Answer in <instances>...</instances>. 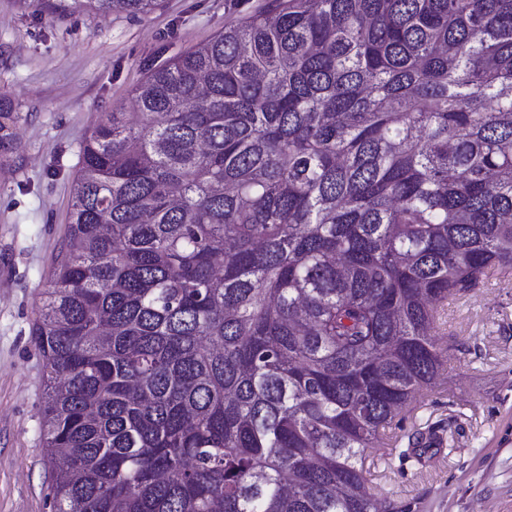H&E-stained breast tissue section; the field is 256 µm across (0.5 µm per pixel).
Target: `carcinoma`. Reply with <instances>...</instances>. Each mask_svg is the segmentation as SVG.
<instances>
[{"label": "carcinoma", "instance_id": "obj_1", "mask_svg": "<svg viewBox=\"0 0 512 512\" xmlns=\"http://www.w3.org/2000/svg\"><path fill=\"white\" fill-rule=\"evenodd\" d=\"M131 101L33 328L54 512H398L366 450L443 374L438 310L512 274V0H270Z\"/></svg>", "mask_w": 512, "mask_h": 512}]
</instances>
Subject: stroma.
I'll return each mask as SVG.
<instances>
[{"mask_svg":"<svg viewBox=\"0 0 512 512\" xmlns=\"http://www.w3.org/2000/svg\"><path fill=\"white\" fill-rule=\"evenodd\" d=\"M268 0H161L144 17L53 19L0 0V95L19 118L0 159V512H52L40 424L43 360L32 327L67 233L80 148L101 113L119 109L148 67L188 51ZM450 356L396 433L442 440L424 461L367 452L377 497L400 512H512V279L441 310Z\"/></svg>","mask_w":512,"mask_h":512,"instance_id":"35a3bbf8","label":"stroma"}]
</instances>
